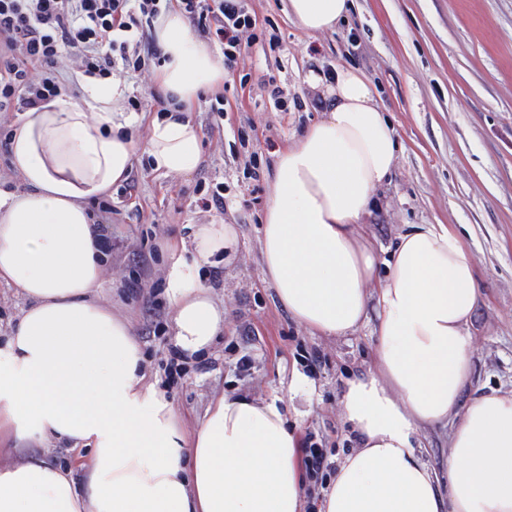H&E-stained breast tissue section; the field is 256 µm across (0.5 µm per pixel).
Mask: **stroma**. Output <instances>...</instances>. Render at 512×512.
I'll return each mask as SVG.
<instances>
[{
	"label": "stroma",
	"mask_w": 512,
	"mask_h": 512,
	"mask_svg": "<svg viewBox=\"0 0 512 512\" xmlns=\"http://www.w3.org/2000/svg\"><path fill=\"white\" fill-rule=\"evenodd\" d=\"M276 31V46L248 48L249 91L227 73L222 95L238 100L216 125L203 94L190 117L203 135V162L189 176H164L137 153L128 181L108 197L112 250L106 257L114 311L129 319L152 377L186 427L219 394L261 400L279 395L299 437L314 435L342 461L355 443L340 414L345 381L372 366L371 326L344 337L299 327L264 281L260 220L271 192L268 174L288 141L322 119L314 70L353 66L374 83L402 151L389 185L361 233L391 246L409 224H449L474 259L482 300L471 323L475 388L512 392V0H353L332 34H311L288 15V0H249ZM280 87L289 108L269 96ZM224 186V205L203 208V190ZM237 225L240 252L229 265L202 267L227 317L224 334L197 361L170 374V306L164 293L165 240L188 238L210 221ZM142 278L140 295L128 276ZM307 387L292 383L294 372Z\"/></svg>",
	"instance_id": "35a3bbf8"
}]
</instances>
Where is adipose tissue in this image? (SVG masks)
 <instances>
[{"instance_id": "adipose-tissue-1", "label": "adipose tissue", "mask_w": 512, "mask_h": 512, "mask_svg": "<svg viewBox=\"0 0 512 512\" xmlns=\"http://www.w3.org/2000/svg\"><path fill=\"white\" fill-rule=\"evenodd\" d=\"M351 0H288L310 33L334 32ZM154 35L156 75L182 110L153 118L155 171L188 176L201 132L199 92L224 84V63L178 10ZM327 114L278 153L260 238L262 273L291 318L315 336H346L375 311L374 366L348 380L341 412L359 446L339 464L319 512H512V396L469 394L470 323L480 301L469 249L445 224H415L387 258L358 231L400 145L355 68L308 76ZM120 83L90 105L56 97L11 127L13 172L0 191V284L25 306L0 341V512H305L299 442L278 396L222 394L185 428L152 380L130 322L101 297L105 253L87 202L125 181L135 149L118 110ZM168 245L172 343L207 352L224 309L200 275L239 249L235 225H192ZM452 424L444 472L422 458L420 432ZM67 446L60 465L43 455Z\"/></svg>"}]
</instances>
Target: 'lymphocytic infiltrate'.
Returning <instances> with one entry per match:
<instances>
[{
	"instance_id": "lymphocytic-infiltrate-1",
	"label": "lymphocytic infiltrate",
	"mask_w": 512,
	"mask_h": 512,
	"mask_svg": "<svg viewBox=\"0 0 512 512\" xmlns=\"http://www.w3.org/2000/svg\"><path fill=\"white\" fill-rule=\"evenodd\" d=\"M172 7L222 45L225 70H236L258 39L246 0H0V118L159 68L154 22Z\"/></svg>"
}]
</instances>
